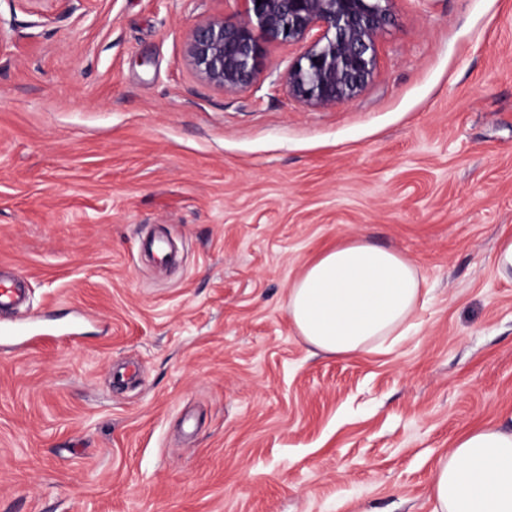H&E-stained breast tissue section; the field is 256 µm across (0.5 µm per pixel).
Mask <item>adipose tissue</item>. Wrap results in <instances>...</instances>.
<instances>
[{"mask_svg":"<svg viewBox=\"0 0 512 512\" xmlns=\"http://www.w3.org/2000/svg\"><path fill=\"white\" fill-rule=\"evenodd\" d=\"M425 279L391 248L347 238L304 264L288 290V314L316 351L359 356L397 344L419 306ZM433 512H512V428L463 433L432 480Z\"/></svg>","mask_w":512,"mask_h":512,"instance_id":"1","label":"adipose tissue"}]
</instances>
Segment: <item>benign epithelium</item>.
<instances>
[{"mask_svg": "<svg viewBox=\"0 0 512 512\" xmlns=\"http://www.w3.org/2000/svg\"><path fill=\"white\" fill-rule=\"evenodd\" d=\"M247 16L196 25L187 56L196 73L227 94L252 85L264 60L261 41L308 43L286 69L298 102L332 108L354 99L373 76L376 41L391 0H246ZM262 37H257L254 30Z\"/></svg>", "mask_w": 512, "mask_h": 512, "instance_id": "obj_1", "label": "benign epithelium"}]
</instances>
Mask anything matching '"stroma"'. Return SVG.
Masks as SVG:
<instances>
[{"mask_svg":"<svg viewBox=\"0 0 512 512\" xmlns=\"http://www.w3.org/2000/svg\"><path fill=\"white\" fill-rule=\"evenodd\" d=\"M0 0V512H432L438 460L512 415V0H393L352 101L299 103L300 44L227 94L191 29L243 0ZM160 231L165 264L140 250ZM429 291L391 351L313 354L302 266L347 237ZM493 263L501 278L512 279V235H504L500 238Z\"/></svg>","mask_w":512,"mask_h":512,"instance_id":"35a3bbf8","label":"stroma"}]
</instances>
